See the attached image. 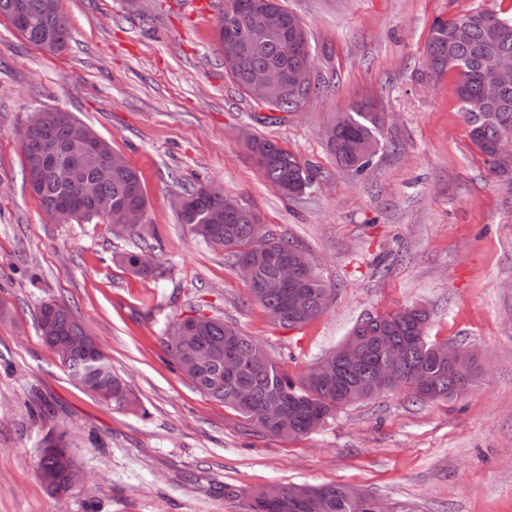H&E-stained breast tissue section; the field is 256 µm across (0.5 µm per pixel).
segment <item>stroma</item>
I'll return each mask as SVG.
<instances>
[{
  "instance_id": "1",
  "label": "stroma",
  "mask_w": 512,
  "mask_h": 512,
  "mask_svg": "<svg viewBox=\"0 0 512 512\" xmlns=\"http://www.w3.org/2000/svg\"><path fill=\"white\" fill-rule=\"evenodd\" d=\"M64 0L71 40L48 54L0 19V512H249L251 490L343 484L386 512H512V181L491 174L467 136L448 78L429 79L436 18L512 0H282L306 26L322 92L281 123L227 75L216 34L224 0ZM370 100L383 148L359 177L337 168L322 132ZM72 112L138 172L139 235L60 224L22 172L18 133L35 109ZM276 141L316 169L284 198L242 138ZM223 189L264 228L307 251L329 286L306 326L273 324L224 250L180 224V184ZM153 257L134 274L122 253ZM62 303L97 337L128 403L77 386L37 330ZM427 308L430 339L463 345L480 373L460 396L387 391L338 408L284 440L197 392L175 371L169 320L219 315L292 375L338 346L365 315ZM67 431L86 484L51 494L38 444Z\"/></svg>"
}]
</instances>
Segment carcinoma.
Listing matches in <instances>:
<instances>
[{"label": "carcinoma", "instance_id": "carcinoma-1", "mask_svg": "<svg viewBox=\"0 0 512 512\" xmlns=\"http://www.w3.org/2000/svg\"><path fill=\"white\" fill-rule=\"evenodd\" d=\"M50 0H0V18L7 20L29 43L41 46L47 35L55 33L68 45L71 30L64 10H52ZM232 8L224 9L217 21L219 43L225 42L226 32L236 31L249 48V65L255 69L277 65L294 68L313 64L312 56L293 52V34L288 28L263 32L252 23L247 14L248 0H228ZM512 56V17H505L494 7L434 21L426 45L425 59L429 67L441 75L451 76L456 97L468 125V138L485 158L489 170L499 177L512 176V155L497 153V144L512 135V85L502 89L499 100L484 105L481 91L495 79L497 61ZM232 80L252 99L285 113L296 112L314 98L320 82L313 81L301 88V104L286 98L280 102L253 91L246 78L234 71ZM486 112L504 115L501 121L484 118ZM75 116L58 108L39 112L36 126H26L18 134L23 158V170L43 168L38 184L32 192L50 216L64 212V206L78 203L84 209L90 203L81 196V184L93 179L100 198L112 201V212L102 220L117 229L135 232L125 227L122 207H147L146 196L137 171L125 158L102 140L106 153L112 155V164L99 156L84 160L67 155L57 156L49 165L42 166L41 147L47 141H62L71 134ZM385 115L374 111L370 104H356L346 112L334 113L327 124L326 145L341 169L361 174L372 164L380 149ZM263 177L293 198L306 193L315 183L317 173L302 163L293 153L264 137H253L248 146ZM233 197L218 190L199 201L190 211L179 215L180 223L188 226L202 242L227 252L234 264L246 263L252 267L248 280L250 296L267 313L271 321L282 328L298 329L321 315L327 307L328 287L315 266L304 274L301 291L304 309L299 312L288 304V289L282 284V255L296 241L278 236L256 221L257 215L240 204L230 211L226 201ZM264 236L267 246L254 248L258 236ZM56 309V327L64 336H83L85 326L64 304L46 303L40 309L38 329H43V317ZM429 320V313L416 306L392 312L367 315L349 332L351 336H366L368 341L358 346L352 358L328 353L324 360L328 369L320 376L312 371L294 377L272 360L262 345L253 337L217 316L199 318L188 327L187 334L179 327L187 320L178 319L166 330V351L176 369L205 397L220 402L245 419L256 423L273 437L295 439L313 432V424L328 417L343 405L345 394L358 386L373 397L372 387L381 365L376 338L405 345V357L399 363L392 391L405 390L417 400L424 401L418 386L422 383L433 389L432 399H448L469 389L480 372L479 364L469 365L458 372L448 367L432 350L434 341L421 335L420 327ZM235 349L242 366L234 371L224 370V349ZM192 351L198 347L210 353V362L204 367L181 357L176 349ZM71 379L85 390L105 401L126 399V387L113 371L112 364L102 351L93 354L73 353L63 360ZM75 464L67 433L57 431L41 441L36 459L37 472L54 475L64 480L66 464ZM280 495L269 496L265 488L253 490L250 512H376V500L342 485H305L303 493L296 494V485L279 486Z\"/></svg>", "mask_w": 512, "mask_h": 512}]
</instances>
